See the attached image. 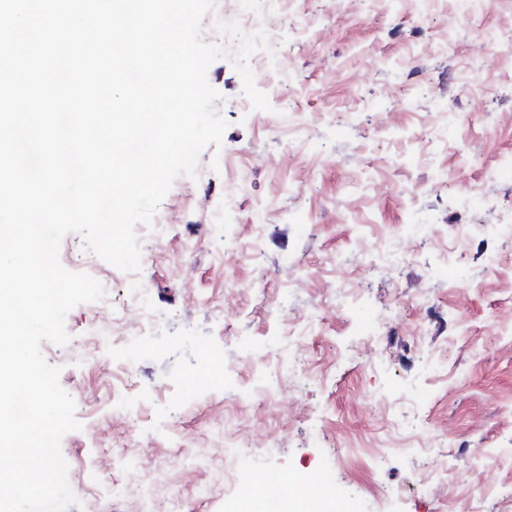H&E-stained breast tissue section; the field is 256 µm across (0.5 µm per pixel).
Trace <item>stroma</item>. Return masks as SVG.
Masks as SVG:
<instances>
[{"mask_svg": "<svg viewBox=\"0 0 512 512\" xmlns=\"http://www.w3.org/2000/svg\"><path fill=\"white\" fill-rule=\"evenodd\" d=\"M268 35L298 106L278 111L259 71L272 108L252 109L231 61L210 65L229 126L155 214L142 305H126L128 273L79 234L61 243L62 265L106 291L67 314L70 343L42 345L82 425L61 441L80 500L68 512L111 492L118 444L142 458L143 481L163 469L158 512L173 499L231 512L241 488L224 463L228 421L256 473H328L355 512H512V239L461 247L447 231L501 223L512 201V173L486 179L512 155V14L455 0H297ZM387 239L406 255L394 267L371 249ZM377 315L392 321L369 333ZM95 326L118 346L73 356ZM288 342L311 376L270 403L252 387L265 351ZM213 359L235 373L198 388ZM120 364L136 370L130 387ZM401 413L410 442L395 450ZM267 439L275 453L258 450ZM360 439L390 452L350 456ZM439 439L447 457L425 453Z\"/></svg>", "mask_w": 512, "mask_h": 512, "instance_id": "obj_1", "label": "stroma"}]
</instances>
